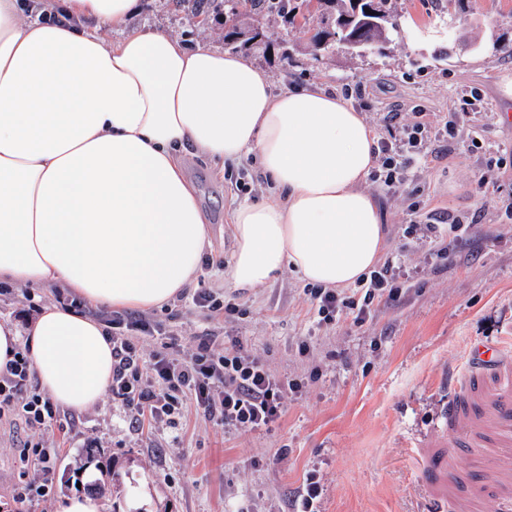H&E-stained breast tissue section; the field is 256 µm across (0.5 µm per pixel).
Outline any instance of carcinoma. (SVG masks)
<instances>
[{
    "mask_svg": "<svg viewBox=\"0 0 512 512\" xmlns=\"http://www.w3.org/2000/svg\"><path fill=\"white\" fill-rule=\"evenodd\" d=\"M315 1L325 2L326 7H316V11L321 13L322 28L316 31L310 40L315 47L323 46L325 52L329 51L335 43L336 19L341 16L359 13L360 18L363 19L360 38L364 41L366 49L385 41L389 31L398 27L386 8L388 0H362L360 4L355 0H302L308 9ZM177 2L196 16L206 14L227 19V23L224 24V42L227 45L239 42L246 44L258 37V34H250V31L239 24L241 14L235 12V0H177ZM247 2H249L247 11L249 15L259 13L277 15L284 18L290 25L296 24V16L292 15L293 9L290 8L291 0H247ZM367 8L377 11V15L366 14Z\"/></svg>",
    "mask_w": 512,
    "mask_h": 512,
    "instance_id": "cac0c4a2",
    "label": "carcinoma"
}]
</instances>
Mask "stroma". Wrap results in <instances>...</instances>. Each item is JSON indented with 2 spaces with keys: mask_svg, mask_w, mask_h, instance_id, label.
Masks as SVG:
<instances>
[{
  "mask_svg": "<svg viewBox=\"0 0 512 512\" xmlns=\"http://www.w3.org/2000/svg\"><path fill=\"white\" fill-rule=\"evenodd\" d=\"M397 30L364 52L338 43L313 55L307 32L274 17L247 19L256 40L241 46L274 91L316 85L365 117L377 141L406 147L413 125L432 134L427 156L387 190L364 188L380 203L385 260L400 269L395 304L377 302L365 323L344 316L319 323L305 284L284 272L244 294L227 282L236 205L266 194L252 158L215 174L187 151L184 163L208 219L211 246L196 280L235 314L195 305L192 292L145 319L162 326L141 337L144 357L171 343L188 357L202 334L239 337L277 375L304 380L270 427L234 434L187 401L174 422L132 426L121 400L59 409L60 425L27 429L0 417V507L13 512L18 450L25 441L57 449L54 497L24 512H55L77 490L105 512H284L308 473L322 487L320 512H512V0H392ZM137 27L195 42L224 43V27L202 24L175 0H140ZM466 110L452 136L451 112ZM493 175L482 205L478 181ZM421 213H414V206ZM459 219V234L442 220ZM445 258H438V251ZM58 286L0 294V321L25 330L32 305L71 304ZM307 353H300V345ZM495 346L494 366L475 350Z\"/></svg>",
  "mask_w": 512,
  "mask_h": 512,
  "instance_id": "obj_1",
  "label": "stroma"
}]
</instances>
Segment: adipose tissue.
Listing matches in <instances>:
<instances>
[{"label":"adipose tissue","mask_w":512,"mask_h":512,"mask_svg":"<svg viewBox=\"0 0 512 512\" xmlns=\"http://www.w3.org/2000/svg\"><path fill=\"white\" fill-rule=\"evenodd\" d=\"M63 23L44 22L51 9ZM139 0H0V286L58 284L88 303L151 310L196 279L209 244L182 152L216 168L253 157L271 196L230 215L228 280L251 291L292 270L357 284L386 228L363 190L375 135L318 86L274 93L249 58L155 28ZM121 31L104 42L101 30ZM30 357L55 403L82 412L112 383L104 324L46 305Z\"/></svg>","instance_id":"obj_1"}]
</instances>
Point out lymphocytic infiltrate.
<instances>
[{"mask_svg": "<svg viewBox=\"0 0 512 512\" xmlns=\"http://www.w3.org/2000/svg\"><path fill=\"white\" fill-rule=\"evenodd\" d=\"M416 129V136L408 140L409 152L393 151L386 145L381 148L386 155L384 183L388 188L401 185L413 156L426 152L420 138L425 126L420 123ZM362 288L364 294L358 299L340 296L328 288H313L309 294L325 323H335L337 316L346 312L353 314L355 322H364L375 300H398L400 287L393 265L387 263L373 271ZM150 330L149 322L142 319L112 322L111 391L128 408L132 423L145 417L173 420L190 398L205 418L222 424L225 431H253L279 419L289 395L302 389L301 382L272 373L236 337L220 347L211 339H202L186 358L159 351L151 359H143L136 336ZM32 375L33 365L23 351L16 352L14 360L0 370V416L14 412L26 427L41 429L56 421L57 413L48 399L33 391ZM56 460V449L38 443L24 445L19 466L24 478L17 486L15 503L40 500L54 491L52 473ZM34 464L40 465L43 473L38 483L26 478Z\"/></svg>", "mask_w": 512, "mask_h": 512, "instance_id": "lymphocytic-infiltrate-1", "label": "lymphocytic infiltrate"}]
</instances>
